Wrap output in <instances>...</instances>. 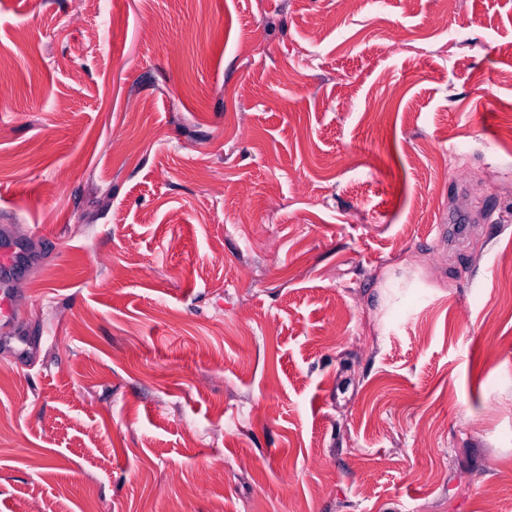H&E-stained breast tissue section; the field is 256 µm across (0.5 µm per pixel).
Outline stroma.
<instances>
[{
  "instance_id": "35a3bbf8",
  "label": "stroma",
  "mask_w": 512,
  "mask_h": 512,
  "mask_svg": "<svg viewBox=\"0 0 512 512\" xmlns=\"http://www.w3.org/2000/svg\"><path fill=\"white\" fill-rule=\"evenodd\" d=\"M3 231L0 512H512V0H0ZM15 253V241L12 237L5 234L2 240L0 238V322L2 326L10 325L14 311L10 281L3 274L11 267Z\"/></svg>"
}]
</instances>
